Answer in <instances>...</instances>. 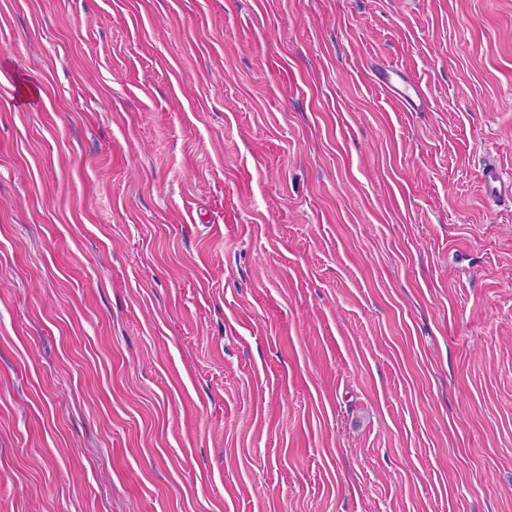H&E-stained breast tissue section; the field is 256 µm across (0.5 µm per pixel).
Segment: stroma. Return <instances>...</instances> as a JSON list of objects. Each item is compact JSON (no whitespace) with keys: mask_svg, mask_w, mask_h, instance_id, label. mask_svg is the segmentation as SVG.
<instances>
[{"mask_svg":"<svg viewBox=\"0 0 512 512\" xmlns=\"http://www.w3.org/2000/svg\"><path fill=\"white\" fill-rule=\"evenodd\" d=\"M489 157L512 0H0V512H512ZM379 80L412 111H420L421 95L412 80L391 68H382L379 71Z\"/></svg>","mask_w":512,"mask_h":512,"instance_id":"35a3bbf8","label":"stroma"}]
</instances>
